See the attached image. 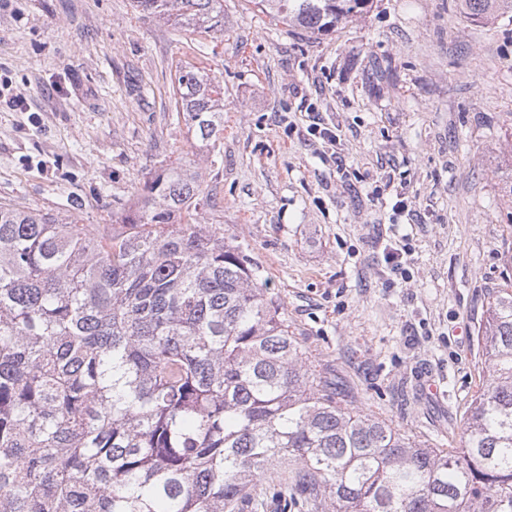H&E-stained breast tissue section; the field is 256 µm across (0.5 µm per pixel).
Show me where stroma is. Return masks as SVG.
Masks as SVG:
<instances>
[{
  "label": "stroma",
  "mask_w": 512,
  "mask_h": 512,
  "mask_svg": "<svg viewBox=\"0 0 512 512\" xmlns=\"http://www.w3.org/2000/svg\"><path fill=\"white\" fill-rule=\"evenodd\" d=\"M224 84V131L197 146L179 67ZM0 206L120 223L161 166L190 162L220 225L351 406L457 448L489 382L476 336L512 283V21L459 0H372L327 35L253 0L190 30L133 0H0ZM335 128L329 143L313 118ZM404 196L411 215L394 216ZM404 249L405 273L384 260Z\"/></svg>",
  "instance_id": "1"
}]
</instances>
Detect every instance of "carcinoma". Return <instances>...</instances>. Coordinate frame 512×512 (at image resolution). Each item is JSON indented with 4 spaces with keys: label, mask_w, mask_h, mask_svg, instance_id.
I'll use <instances>...</instances> for the list:
<instances>
[{
    "label": "carcinoma",
    "mask_w": 512,
    "mask_h": 512,
    "mask_svg": "<svg viewBox=\"0 0 512 512\" xmlns=\"http://www.w3.org/2000/svg\"><path fill=\"white\" fill-rule=\"evenodd\" d=\"M224 30V0H134ZM371 0H255L312 34ZM512 19V0H459ZM203 146L224 86L177 70ZM177 162L108 239L66 216L0 207V512H512V285L478 327L491 382L460 448H427L350 406L268 298L246 250L211 224Z\"/></svg>",
    "instance_id": "1"
}]
</instances>
